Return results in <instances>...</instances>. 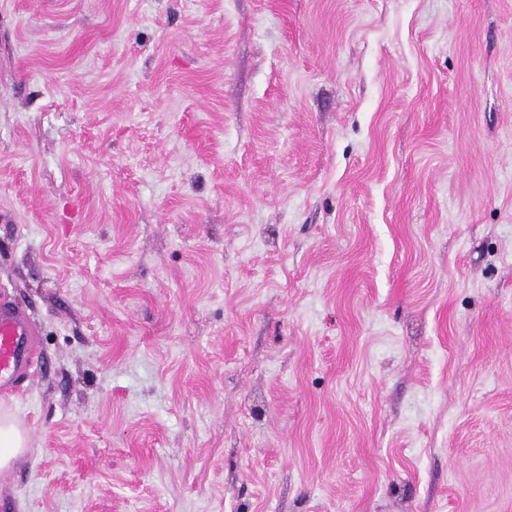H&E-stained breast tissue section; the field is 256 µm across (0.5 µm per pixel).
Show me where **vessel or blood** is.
I'll return each instance as SVG.
<instances>
[{"mask_svg": "<svg viewBox=\"0 0 512 512\" xmlns=\"http://www.w3.org/2000/svg\"><path fill=\"white\" fill-rule=\"evenodd\" d=\"M40 366L36 327L16 302H0V393L16 392Z\"/></svg>", "mask_w": 512, "mask_h": 512, "instance_id": "obj_1", "label": "vessel or blood"}]
</instances>
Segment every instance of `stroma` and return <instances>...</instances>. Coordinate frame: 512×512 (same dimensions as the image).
<instances>
[{"instance_id":"stroma-1","label":"stroma","mask_w":512,"mask_h":512,"mask_svg":"<svg viewBox=\"0 0 512 512\" xmlns=\"http://www.w3.org/2000/svg\"><path fill=\"white\" fill-rule=\"evenodd\" d=\"M0 512H512V0H0ZM36 327L16 302L0 301V393L12 394L40 366ZM27 446V433L7 412L0 414V471L9 468L11 462Z\"/></svg>"}]
</instances>
